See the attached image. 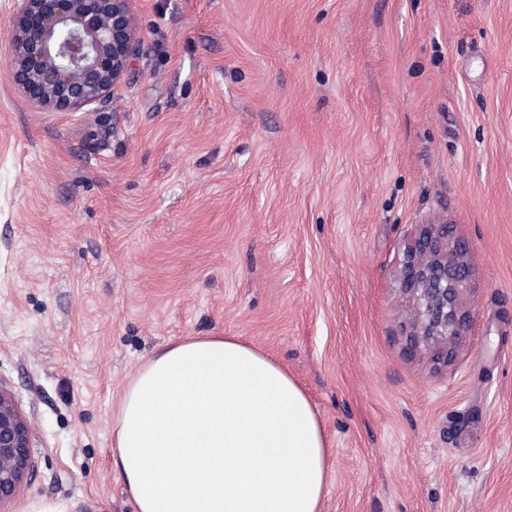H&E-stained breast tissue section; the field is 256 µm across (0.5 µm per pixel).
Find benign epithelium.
<instances>
[{"mask_svg": "<svg viewBox=\"0 0 512 512\" xmlns=\"http://www.w3.org/2000/svg\"><path fill=\"white\" fill-rule=\"evenodd\" d=\"M6 61L18 89L38 109L79 111L103 103L140 52L132 0H16ZM472 272L448 225L423 224L406 244L398 273L411 309L412 347L454 360L469 312ZM31 430L0 384V506L15 499L32 469Z\"/></svg>", "mask_w": 512, "mask_h": 512, "instance_id": "1", "label": "benign epithelium"}]
</instances>
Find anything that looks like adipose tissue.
Listing matches in <instances>:
<instances>
[{"mask_svg": "<svg viewBox=\"0 0 512 512\" xmlns=\"http://www.w3.org/2000/svg\"><path fill=\"white\" fill-rule=\"evenodd\" d=\"M114 465L134 512H321L332 450L279 362L234 336H192L136 372Z\"/></svg>", "mask_w": 512, "mask_h": 512, "instance_id": "adipose-tissue-1", "label": "adipose tissue"}]
</instances>
